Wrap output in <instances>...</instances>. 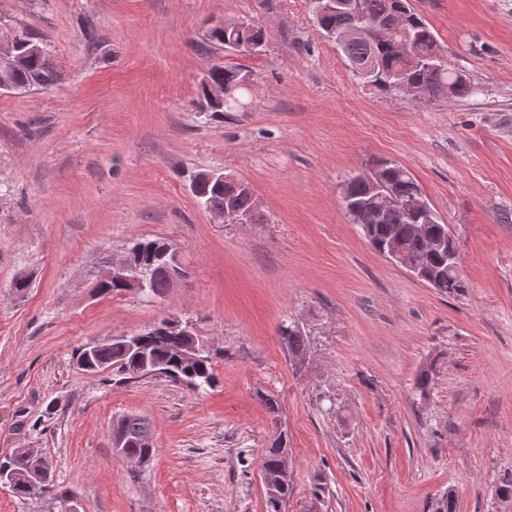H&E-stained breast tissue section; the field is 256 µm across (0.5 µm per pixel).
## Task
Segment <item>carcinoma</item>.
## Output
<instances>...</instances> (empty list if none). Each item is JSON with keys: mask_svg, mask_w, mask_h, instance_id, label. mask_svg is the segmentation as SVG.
Masks as SVG:
<instances>
[{"mask_svg": "<svg viewBox=\"0 0 512 512\" xmlns=\"http://www.w3.org/2000/svg\"><path fill=\"white\" fill-rule=\"evenodd\" d=\"M338 0L336 11L315 18L318 30L324 35L341 32L352 25L353 17ZM366 17L383 24L392 22V15L404 14L401 31L408 42V50L401 51L391 39L381 42L354 41L341 48L348 62H357L367 69L366 84L385 92L395 90L400 80L418 83L423 89L422 102L429 104L448 97V83L455 78V71L448 68L436 51L435 35L422 16L415 12L409 0H361ZM207 41L227 51L246 52V45L266 43L263 26L255 20L243 21L237 31L221 33L213 26L206 32ZM245 73L241 69L222 62L212 64L205 72L199 87L203 99V111L212 118H222L226 112H241L250 104L251 88L243 85ZM60 74L50 43L35 33L26 24L14 27V45L10 55L0 59V90L15 94L32 93L51 88L59 83ZM222 84L228 96L222 102L208 98L207 84ZM382 185L387 193L406 198L421 192L413 174L403 165L392 162L381 171ZM348 194L355 202L373 196L374 188L366 182L349 180ZM194 196L208 211L234 209L246 214L252 223L263 222V216L252 191L240 189L231 183L218 188L207 181L198 182ZM348 214L354 223L366 229L373 241L394 245L402 254L406 265L421 267L428 271L434 287L448 295L464 292L460 271L448 262V255L431 251L428 237L449 232L448 225L439 223L433 208L420 223L428 225V236L417 235L406 224L405 214L373 205ZM166 242L161 239L142 238L136 240L128 251V258L141 268L152 271L147 290L162 295L170 287L171 278L166 271V259L161 251ZM156 327L136 333L140 347L131 346L128 336L112 339L109 345L94 344L83 348L78 357L79 367L87 372H102L113 368L127 380L140 379L156 369L175 383L199 391L213 386V354L205 347L198 335L156 336ZM281 342L296 359H304L307 338L296 326L279 327ZM112 437L121 444L117 452L133 466H142L150 461L155 448L149 444L152 430L148 419L142 415H125L112 425ZM289 454L288 436L281 431L261 453L262 470L278 475L273 487L265 488L266 512H284L293 493L292 475L280 470L282 459ZM6 471V484L21 500L43 496L54 490L52 463L32 448H19L0 460V472Z\"/></svg>", "mask_w": 512, "mask_h": 512, "instance_id": "cac0c4a2", "label": "carcinoma"}]
</instances>
